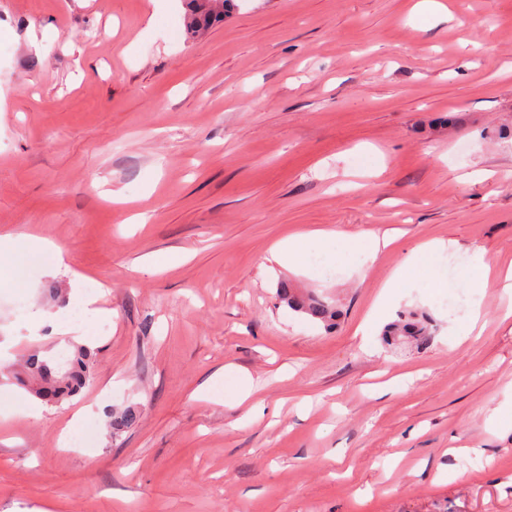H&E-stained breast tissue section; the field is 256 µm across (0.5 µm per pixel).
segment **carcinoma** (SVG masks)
<instances>
[{"mask_svg": "<svg viewBox=\"0 0 512 512\" xmlns=\"http://www.w3.org/2000/svg\"><path fill=\"white\" fill-rule=\"evenodd\" d=\"M231 4L232 0H186L188 30L200 33L214 22L224 20ZM279 295L291 310L326 326L336 318V310L329 302L305 298L285 284L281 285ZM429 325L426 317L413 314L389 324L383 332V340L389 346L405 340L422 343L431 335ZM65 365L66 369L63 370L59 368L58 360L42 359L32 354L18 380L32 390L35 396L42 397L43 401L57 404L77 395L92 379L91 356L87 350H76L73 355L66 357ZM136 419L137 414L132 409L113 413V433L117 434L130 427Z\"/></svg>", "mask_w": 512, "mask_h": 512, "instance_id": "1", "label": "carcinoma"}]
</instances>
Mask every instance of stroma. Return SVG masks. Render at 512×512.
I'll return each instance as SVG.
<instances>
[{
	"label": "stroma",
	"instance_id": "1",
	"mask_svg": "<svg viewBox=\"0 0 512 512\" xmlns=\"http://www.w3.org/2000/svg\"><path fill=\"white\" fill-rule=\"evenodd\" d=\"M184 16L0 0V232L65 249L17 251L0 285V512H512V0H236L192 40ZM316 230L337 269L270 263ZM432 240L464 288L490 268L467 339L428 267L386 286ZM409 312L433 336L387 346ZM75 322L91 382L23 415L16 372ZM279 295L291 310L305 314L326 326L330 325L331 321L336 318V310L329 302L321 299L305 298L287 284L281 285ZM222 378L224 379V391L227 389L234 394L239 403L244 402L248 398L252 386L239 370L232 367H224Z\"/></svg>",
	"mask_w": 512,
	"mask_h": 512
}]
</instances>
